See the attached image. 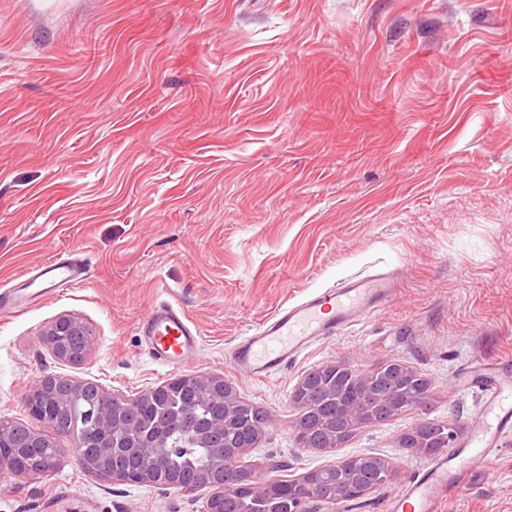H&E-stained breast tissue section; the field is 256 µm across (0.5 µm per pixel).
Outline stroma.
Returning a JSON list of instances; mask_svg holds the SVG:
<instances>
[{
	"label": "stroma",
	"mask_w": 512,
	"mask_h": 512,
	"mask_svg": "<svg viewBox=\"0 0 512 512\" xmlns=\"http://www.w3.org/2000/svg\"><path fill=\"white\" fill-rule=\"evenodd\" d=\"M82 252L81 285L0 313V419L43 377L133 397L176 377L137 329L158 302L200 330L188 374L216 373L267 414L245 463L292 477L374 452L386 482L310 512H388L429 462L419 423L466 435L475 358L512 356V0H0V290ZM393 271L391 302L268 379L229 367L281 306ZM91 328L55 358L59 315ZM329 362L399 363L418 406L333 453L299 447L291 403ZM208 488L104 483L66 458L0 482V512H205ZM441 512H512V437Z\"/></svg>",
	"instance_id": "stroma-1"
}]
</instances>
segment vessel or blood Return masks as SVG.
Masks as SVG:
<instances>
[{
	"instance_id": "1",
	"label": "vessel or blood",
	"mask_w": 512,
	"mask_h": 512,
	"mask_svg": "<svg viewBox=\"0 0 512 512\" xmlns=\"http://www.w3.org/2000/svg\"><path fill=\"white\" fill-rule=\"evenodd\" d=\"M80 262L55 257L19 278L0 293V311L19 313L35 301L73 287L84 280ZM394 278L388 272L348 277L336 286L312 293L280 308L234 348L231 363L252 378L264 379L295 360L317 341L336 335L365 313L388 303ZM152 355L162 364L180 368L199 346V336L181 312L168 305L150 310L140 324ZM469 378H481L484 416L465 440L437 456L418 472L392 500L389 512H440V503L468 477L474 463L497 457L500 440L512 434V359L475 361Z\"/></svg>"
}]
</instances>
